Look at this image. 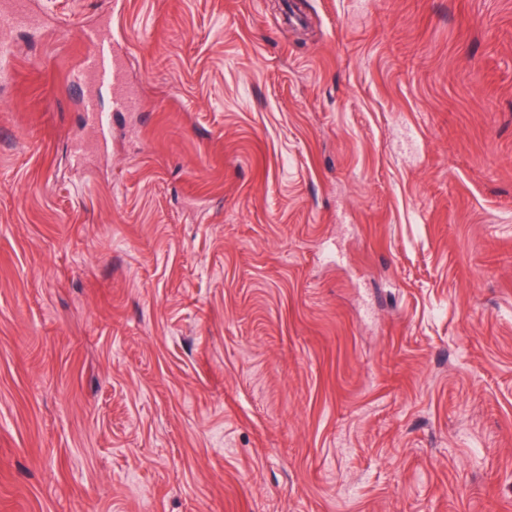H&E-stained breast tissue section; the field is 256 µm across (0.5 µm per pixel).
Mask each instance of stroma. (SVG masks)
<instances>
[{
  "label": "stroma",
  "instance_id": "1",
  "mask_svg": "<svg viewBox=\"0 0 512 512\" xmlns=\"http://www.w3.org/2000/svg\"><path fill=\"white\" fill-rule=\"evenodd\" d=\"M34 2L0 512H512V0ZM126 5L125 0H113L112 18L82 30L87 52L76 77L79 79L84 74L92 81L93 90L83 97V112L97 126L103 144L111 139L112 118L100 111V95L103 92L109 95L112 112H126L135 104L125 91V51L112 26V19L120 17Z\"/></svg>",
  "mask_w": 512,
  "mask_h": 512
}]
</instances>
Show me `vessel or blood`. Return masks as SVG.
I'll use <instances>...</instances> for the list:
<instances>
[{"label": "vessel or blood", "instance_id": "b4317fda", "mask_svg": "<svg viewBox=\"0 0 512 512\" xmlns=\"http://www.w3.org/2000/svg\"><path fill=\"white\" fill-rule=\"evenodd\" d=\"M126 9V0H112V16L96 25L84 28L82 39L87 52L80 68L81 74L90 78L93 89L83 98V110L95 123L101 141L112 136L111 114L99 109L100 95H109L113 112H124L134 106L133 99L125 90V51L112 26L114 18ZM9 26L21 29H42L44 20L29 0H13L7 12Z\"/></svg>", "mask_w": 512, "mask_h": 512}]
</instances>
